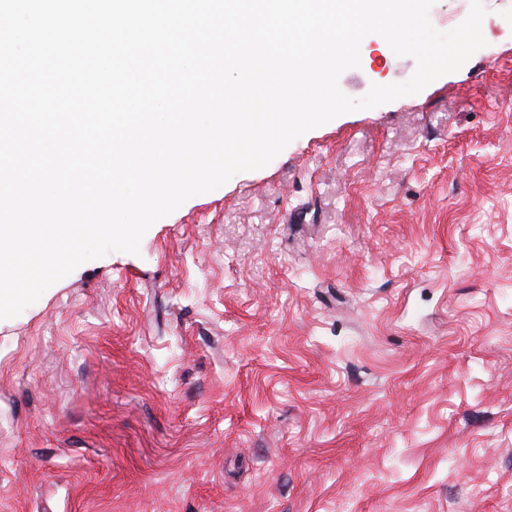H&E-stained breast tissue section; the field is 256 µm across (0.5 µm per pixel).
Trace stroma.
Masks as SVG:
<instances>
[{
  "label": "stroma",
  "instance_id": "obj_1",
  "mask_svg": "<svg viewBox=\"0 0 512 512\" xmlns=\"http://www.w3.org/2000/svg\"><path fill=\"white\" fill-rule=\"evenodd\" d=\"M421 92L0 319V512H512V0ZM416 69L372 36L351 98Z\"/></svg>",
  "mask_w": 512,
  "mask_h": 512
}]
</instances>
